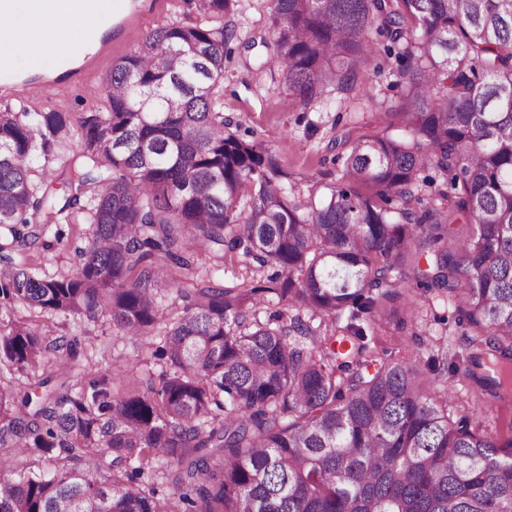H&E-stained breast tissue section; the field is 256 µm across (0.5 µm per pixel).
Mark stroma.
Instances as JSON below:
<instances>
[{
    "mask_svg": "<svg viewBox=\"0 0 512 512\" xmlns=\"http://www.w3.org/2000/svg\"><path fill=\"white\" fill-rule=\"evenodd\" d=\"M237 34L230 41L231 54L224 61L223 109L240 137L265 140L277 159L283 183L292 199L308 202L319 198L326 185L334 183L345 139L388 132L400 91L393 86L395 58L384 55L371 61L355 89L348 93L330 90L311 103L279 87L267 61L273 51L268 0H238L228 18ZM109 67L90 73L68 95L43 93L19 98L31 109L63 111L80 118L85 112L104 109V88ZM91 227L86 221L50 225L42 245L16 254V262L32 265L40 275L57 277L75 272L77 252L89 243ZM422 320L406 325L390 324L377 341L379 351H409L427 354L430 346L447 347L449 353H464L465 328L446 297L425 302ZM47 324L53 336L78 339L80 358L92 359L94 370H104L112 361L139 360L145 372H159L160 360L140 358V339L116 334L108 317L90 321L54 316ZM448 394L456 405L476 413L495 435L512 434V407L493 409L477 400L464 371L449 373Z\"/></svg>",
    "mask_w": 512,
    "mask_h": 512,
    "instance_id": "obj_1",
    "label": "stroma"
}]
</instances>
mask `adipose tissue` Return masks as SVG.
Returning a JSON list of instances; mask_svg holds the SVG:
<instances>
[{
    "label": "adipose tissue",
    "instance_id": "obj_1",
    "mask_svg": "<svg viewBox=\"0 0 512 512\" xmlns=\"http://www.w3.org/2000/svg\"><path fill=\"white\" fill-rule=\"evenodd\" d=\"M18 16L19 33L0 34V55L25 60L32 69L41 71L56 64L54 48H63L67 53L76 50L73 33L78 21L67 19L58 25L50 24L38 0H19Z\"/></svg>",
    "mask_w": 512,
    "mask_h": 512
}]
</instances>
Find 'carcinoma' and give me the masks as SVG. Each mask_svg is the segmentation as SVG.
<instances>
[{"label":"carcinoma","mask_w":512,"mask_h":512,"mask_svg":"<svg viewBox=\"0 0 512 512\" xmlns=\"http://www.w3.org/2000/svg\"><path fill=\"white\" fill-rule=\"evenodd\" d=\"M236 3L151 30L103 112L0 108V378L27 379L0 384V512H512V436L448 400V351L375 346L442 294L469 330L465 374L512 405V0H270L274 73L304 101L351 92L381 52L398 62L406 135L345 141L306 204L224 119L236 31L212 20ZM76 122L65 177L39 172ZM76 207L92 226L76 273L13 261ZM457 222L476 231L450 250ZM202 252L272 273L219 284ZM166 286L183 307L161 327ZM19 306L107 316L158 339L162 368L59 385L78 343ZM159 456L163 496L144 478Z\"/></svg>","instance_id":"1"}]
</instances>
